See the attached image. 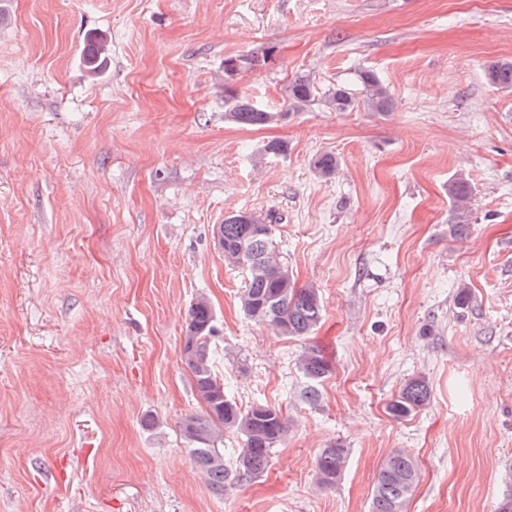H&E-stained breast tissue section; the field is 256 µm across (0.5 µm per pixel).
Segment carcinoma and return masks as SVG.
Returning <instances> with one entry per match:
<instances>
[{
    "label": "carcinoma",
    "instance_id": "obj_1",
    "mask_svg": "<svg viewBox=\"0 0 512 512\" xmlns=\"http://www.w3.org/2000/svg\"><path fill=\"white\" fill-rule=\"evenodd\" d=\"M273 48L224 59L225 117L245 127H261L282 118L279 113L260 108L252 99L238 92L234 85L246 69L257 68L268 60ZM107 41L90 38L82 53V65L91 77L99 76L109 61ZM487 82L504 91L512 90V59H496L484 65ZM362 103L370 112H385L392 104L389 89L371 74L360 76ZM316 88L310 76L298 74L288 86L290 108L304 110L315 101ZM325 107L346 112L354 104L351 93L343 86L328 89L322 96ZM316 175L330 178L336 174L339 160L331 152L316 155L312 161ZM469 180L459 174L448 185L452 202V224L448 234L453 238L468 235L471 226ZM272 215L233 211L224 223L215 225L213 236L220 238L224 262L247 274L245 288L238 297L244 315L271 328L277 335L310 338L323 317V304L318 289L300 286L276 249L272 239ZM217 336V320L209 299L201 294L190 305L183 329L182 362L189 369L196 396L204 408L185 415L180 421L183 442L189 447L196 468L204 476L212 492L224 494V483H243L260 477L267 470L273 448L288 436V416L276 405L259 403L248 409L240 407L224 389V380L213 369L211 343ZM302 374L311 382L303 398L318 400L316 384L328 377L332 365L322 349L305 346L299 358ZM431 399L427 378L418 374L409 378L388 403V412L403 419L426 408ZM235 434L243 441L233 468L224 464V435ZM350 449L334 442L322 449L315 465L316 482L333 487L340 480ZM419 480L416 460L398 449L383 462L372 489L369 512H407V505Z\"/></svg>",
    "mask_w": 512,
    "mask_h": 512
}]
</instances>
